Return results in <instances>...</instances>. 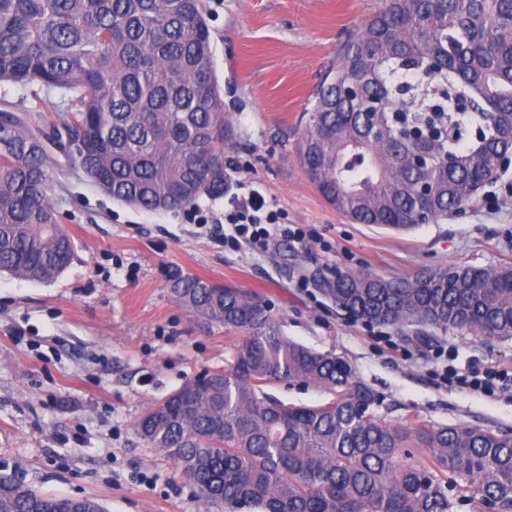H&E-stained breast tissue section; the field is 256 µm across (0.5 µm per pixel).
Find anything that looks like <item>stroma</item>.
Instances as JSON below:
<instances>
[{"mask_svg": "<svg viewBox=\"0 0 512 512\" xmlns=\"http://www.w3.org/2000/svg\"><path fill=\"white\" fill-rule=\"evenodd\" d=\"M205 5L234 130L231 185L259 190L289 233L261 248L228 240L227 195L170 212L117 203L49 145L48 195L75 256L50 283L0 274V472L48 494L96 498L105 512H225L203 504L135 430L151 403L227 368L240 341L172 298L178 271L263 297L285 336L346 358L389 423L512 434L511 387L475 391L445 377L474 366L512 374V337L479 340L451 328L423 344L349 316L306 277L512 264V166L445 220L406 232L354 223L310 183L297 146L325 75L385 0ZM58 100L46 87L0 82V110L34 129L58 122Z\"/></svg>", "mask_w": 512, "mask_h": 512, "instance_id": "obj_1", "label": "stroma"}]
</instances>
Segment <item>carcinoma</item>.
I'll return each mask as SVG.
<instances>
[{
  "mask_svg": "<svg viewBox=\"0 0 512 512\" xmlns=\"http://www.w3.org/2000/svg\"><path fill=\"white\" fill-rule=\"evenodd\" d=\"M203 0H0V81L57 89L75 106L69 160L113 201L177 211L224 195L233 130ZM360 87L357 98L344 89ZM462 97L471 110L457 111ZM385 104L375 135L365 104ZM298 146L321 197L359 224L397 232L470 203L512 151V0H387L344 49L307 110ZM448 129L435 164L407 166L406 128ZM0 272L48 282L74 258L47 195L49 137L0 112ZM432 184L427 196L418 184ZM346 313L403 332L460 328L512 336V265L441 266L410 277L323 275ZM170 294L243 335L224 370L189 397L147 407L140 437L164 449L200 499L229 512H451L456 489L482 512H512V435L470 426L385 421L350 362L284 336L266 301L179 273ZM288 380L331 395L290 405L264 387ZM425 449L422 460L403 449ZM0 512H104L95 498L47 495L0 473Z\"/></svg>",
  "mask_w": 512,
  "mask_h": 512,
  "instance_id": "cac0c4a2",
  "label": "carcinoma"
}]
</instances>
